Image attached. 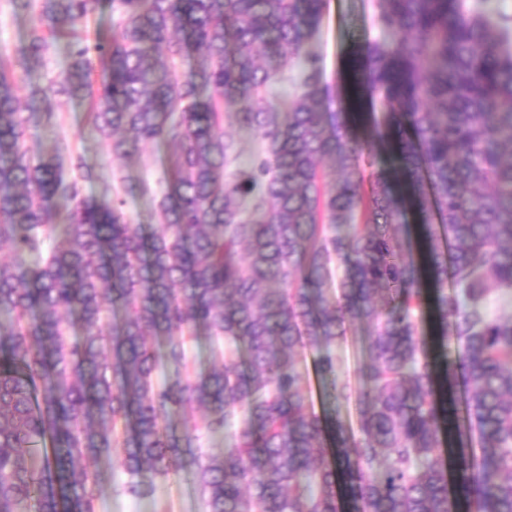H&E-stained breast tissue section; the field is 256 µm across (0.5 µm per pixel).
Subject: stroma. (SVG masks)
<instances>
[{"label":"stroma","instance_id":"35a3bbf8","mask_svg":"<svg viewBox=\"0 0 512 512\" xmlns=\"http://www.w3.org/2000/svg\"><path fill=\"white\" fill-rule=\"evenodd\" d=\"M39 7L24 13L15 12L11 0H0V50L14 57L33 28L39 25ZM377 0H329L311 48L321 59L325 81L333 88H344L349 62L365 41L380 37L376 25ZM69 62L64 43L55 44L40 63L23 66L16 62L13 75L20 100H27L31 89L49 87ZM48 117L33 127L27 145L32 153L49 151L55 141L68 144L71 156L82 157L97 174L94 182L85 184L88 195L100 194L105 186L120 179L145 180L157 185L163 176L161 163L169 150L164 146L143 148L139 160L123 162L113 158L111 151L87 117L86 102L61 94L50 97ZM298 369L306 379L316 412L338 416L346 434H356L358 412L355 402L334 403L328 396V384L316 373L311 357H303ZM125 476L113 468L99 502L98 512H203L200 488L192 475L157 480L154 500H133L120 492Z\"/></svg>","mask_w":512,"mask_h":512}]
</instances>
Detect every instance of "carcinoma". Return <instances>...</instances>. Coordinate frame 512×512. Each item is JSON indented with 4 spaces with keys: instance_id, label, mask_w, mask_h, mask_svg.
<instances>
[{
    "instance_id": "carcinoma-1",
    "label": "carcinoma",
    "mask_w": 512,
    "mask_h": 512,
    "mask_svg": "<svg viewBox=\"0 0 512 512\" xmlns=\"http://www.w3.org/2000/svg\"><path fill=\"white\" fill-rule=\"evenodd\" d=\"M112 8V33H79ZM327 0H42L20 49L69 64L20 111L0 57V512H98L193 474L204 512H512V18L483 0H378L359 98L386 111L385 157L339 114L307 50ZM204 61L184 74L189 51ZM288 100L268 97L284 69ZM86 99L112 156L176 147L135 224L67 146L33 156L48 92ZM231 121L259 148L246 162ZM411 205L422 261L411 254ZM430 279L434 289L422 287ZM433 303L442 351L417 316ZM366 324L361 386L336 346ZM191 343L224 345L211 367ZM314 353L359 438L318 414ZM460 445L448 484L445 432ZM205 437L224 439L218 453Z\"/></svg>"
}]
</instances>
